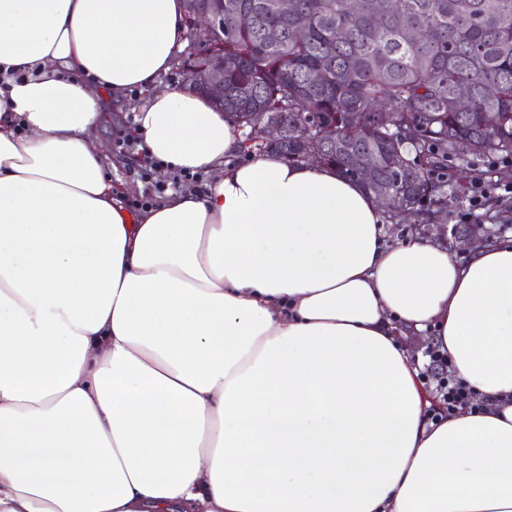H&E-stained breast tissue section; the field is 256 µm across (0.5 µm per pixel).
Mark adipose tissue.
Masks as SVG:
<instances>
[{
    "mask_svg": "<svg viewBox=\"0 0 512 512\" xmlns=\"http://www.w3.org/2000/svg\"><path fill=\"white\" fill-rule=\"evenodd\" d=\"M182 0H0V512H512V237L391 241L160 87ZM202 188L129 214L92 133ZM429 339L475 407L440 401Z\"/></svg>",
    "mask_w": 512,
    "mask_h": 512,
    "instance_id": "1",
    "label": "adipose tissue"
}]
</instances>
